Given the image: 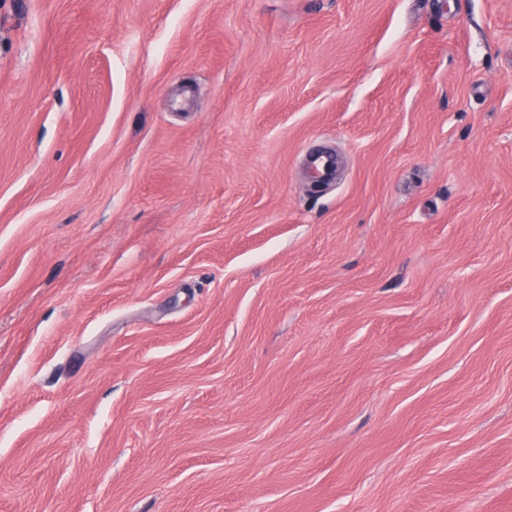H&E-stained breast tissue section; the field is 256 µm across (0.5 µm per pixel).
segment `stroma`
<instances>
[{
	"label": "stroma",
	"mask_w": 512,
	"mask_h": 512,
	"mask_svg": "<svg viewBox=\"0 0 512 512\" xmlns=\"http://www.w3.org/2000/svg\"><path fill=\"white\" fill-rule=\"evenodd\" d=\"M0 512H512V0H0Z\"/></svg>",
	"instance_id": "stroma-1"
}]
</instances>
